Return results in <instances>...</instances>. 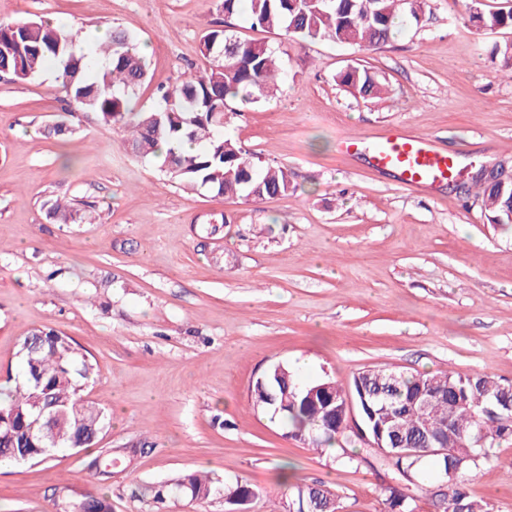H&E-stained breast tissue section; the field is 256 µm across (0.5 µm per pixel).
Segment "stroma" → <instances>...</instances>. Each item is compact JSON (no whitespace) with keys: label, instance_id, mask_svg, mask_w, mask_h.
I'll list each match as a JSON object with an SVG mask.
<instances>
[{"label":"stroma","instance_id":"obj_1","mask_svg":"<svg viewBox=\"0 0 512 512\" xmlns=\"http://www.w3.org/2000/svg\"><path fill=\"white\" fill-rule=\"evenodd\" d=\"M469 2L432 0L422 24L361 49L288 43L245 16L225 19L217 0H0V20H54L87 48L102 26L151 45L135 112L187 68L204 71L200 41L227 23L276 48L286 71L273 98L237 105L224 126L292 173L293 190L260 200L183 189L95 113L69 119L53 65L0 77V383L32 329L53 327L86 350L97 373L83 396L112 418L99 446L148 443L114 476L112 512H227L220 499L153 501L150 487L195 471L251 483L248 512H286L285 469L324 484L341 512H384L390 486L415 512H436L387 466L344 465L286 437L253 408L250 388L279 362L307 382L387 364L512 383V228L486 223L462 191L478 168L512 162V73L490 54L512 29L464 27ZM353 63L384 78L382 98L334 81ZM63 122L70 130L57 134ZM394 126L455 153L458 189L409 192L373 168L372 145ZM347 135L362 143L342 161ZM56 199L88 222L53 223L45 204ZM466 486L491 512H512V444ZM60 489L98 493L81 455L10 465L0 512H55Z\"/></svg>","mask_w":512,"mask_h":512}]
</instances>
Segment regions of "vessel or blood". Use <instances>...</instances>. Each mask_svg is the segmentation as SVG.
Segmentation results:
<instances>
[{"label":"vessel or blood","mask_w":512,"mask_h":512,"mask_svg":"<svg viewBox=\"0 0 512 512\" xmlns=\"http://www.w3.org/2000/svg\"><path fill=\"white\" fill-rule=\"evenodd\" d=\"M377 168L396 171L401 185L419 190L446 182L455 168V160L429 136L418 135L404 127L388 129L373 145Z\"/></svg>","instance_id":"vessel-or-blood-1"}]
</instances>
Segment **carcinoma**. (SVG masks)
<instances>
[{
    "label": "carcinoma",
    "mask_w": 512,
    "mask_h": 512,
    "mask_svg": "<svg viewBox=\"0 0 512 512\" xmlns=\"http://www.w3.org/2000/svg\"><path fill=\"white\" fill-rule=\"evenodd\" d=\"M251 26L279 32L296 45L312 40L372 47L388 41L396 20L404 17L418 22L431 11V0H248ZM463 21L485 30L512 28V0L484 12L468 8ZM77 34L36 20L0 21V73L26 80L47 63L58 66L59 78L72 112H94L102 122L128 132L127 145L138 157H158L162 140L169 145L160 158L161 168L171 180L186 189L206 188L216 196L262 199L293 189L288 169L255 159L232 140L224 137V115L228 101L241 99L257 103L272 92L283 75V62L268 44L241 39L225 26L203 36L201 55L209 67L192 73L160 94L159 104L147 111L128 112L129 96L144 82L146 61L136 52L135 38L122 30L112 31L88 52H76ZM335 82L349 94L363 100L380 97L381 79L364 66H347L336 72ZM196 146L192 153L184 143ZM473 196L481 202L490 224H508L512 211V187L500 186L486 178L474 180ZM47 216L62 223L82 221L78 210L57 200ZM21 367L13 383L0 387V461L46 462L57 448L85 452L84 466L95 482L104 487L116 471L126 470L132 460L127 448H99V435L110 426V416L82 397V391L96 374L95 364L70 336L52 327L36 328L19 343ZM509 385L487 373L456 375L400 374L387 365L354 373L347 384L321 380L300 385L295 374L283 365L257 377L251 386L255 408L279 419L292 439L305 441L316 449L343 441L356 448L343 452L342 463L368 462L374 449L364 438L388 436L397 426L403 435H414L422 427L417 412L404 404L418 393L431 403L428 420L435 434L430 447L418 455L395 457L388 465L400 476H409L424 488L448 481L443 499L435 500L441 512L448 505L461 504L466 512H489L488 505L469 497L464 474L495 457V449L512 440V408L506 403ZM366 402L359 415L365 435L343 426L347 400ZM54 415L56 447L42 440L45 417ZM483 445H473L475 438ZM448 448L466 457L458 474L447 475L448 459L434 448ZM254 488L243 480L231 483L208 474L193 472L151 489L153 499L186 497L205 503L222 498L230 504L252 494ZM337 503L339 496L315 483L291 485L292 512H309L310 504ZM57 503L70 505L72 512H112L107 496L86 494L74 499L63 493ZM389 509L414 512L407 496L388 490Z\"/></svg>",
    "instance_id": "carcinoma-1"
}]
</instances>
